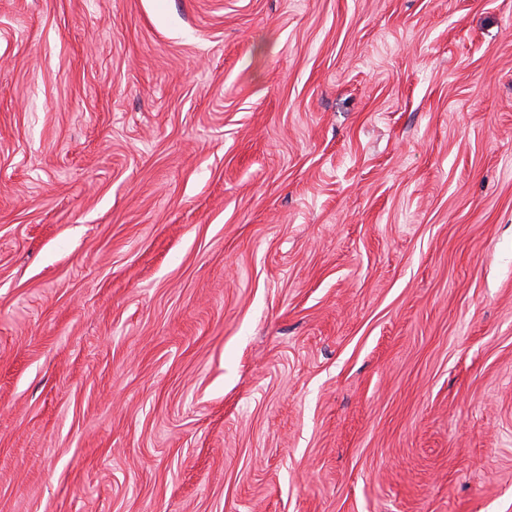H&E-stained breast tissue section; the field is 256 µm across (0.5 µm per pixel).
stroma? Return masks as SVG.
Listing matches in <instances>:
<instances>
[{"instance_id": "35a3bbf8", "label": "stroma", "mask_w": 512, "mask_h": 512, "mask_svg": "<svg viewBox=\"0 0 512 512\" xmlns=\"http://www.w3.org/2000/svg\"><path fill=\"white\" fill-rule=\"evenodd\" d=\"M0 512H512V0H0Z\"/></svg>"}]
</instances>
